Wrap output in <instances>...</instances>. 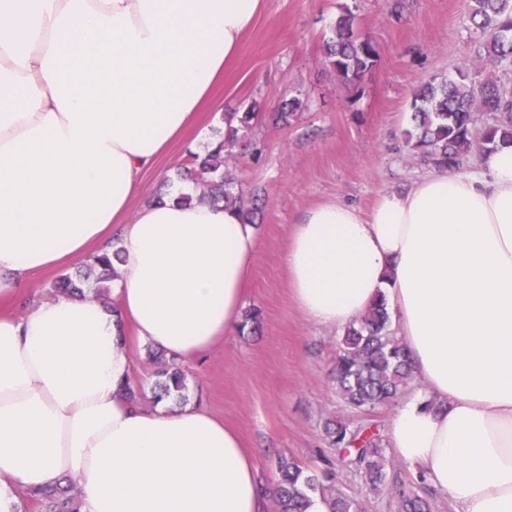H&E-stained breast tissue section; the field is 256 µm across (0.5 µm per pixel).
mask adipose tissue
I'll return each mask as SVG.
<instances>
[{
	"label": "adipose tissue",
	"mask_w": 512,
	"mask_h": 512,
	"mask_svg": "<svg viewBox=\"0 0 512 512\" xmlns=\"http://www.w3.org/2000/svg\"><path fill=\"white\" fill-rule=\"evenodd\" d=\"M262 0H0V512L72 478L79 512H268L239 434L200 402L131 398L134 347L181 362L239 332L259 247L233 207L154 202L169 153ZM118 249L111 295L41 299L46 270ZM291 297L341 328L385 298L413 391L389 442L455 512H512V143L369 213L294 223Z\"/></svg>",
	"instance_id": "ef3b65f1"
}]
</instances>
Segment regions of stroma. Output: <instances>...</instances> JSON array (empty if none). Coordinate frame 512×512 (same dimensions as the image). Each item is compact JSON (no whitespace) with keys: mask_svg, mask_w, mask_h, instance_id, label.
I'll return each mask as SVG.
<instances>
[{"mask_svg":"<svg viewBox=\"0 0 512 512\" xmlns=\"http://www.w3.org/2000/svg\"><path fill=\"white\" fill-rule=\"evenodd\" d=\"M469 7L470 0H263L211 105L172 148L188 162L200 128H223L225 113L251 99H263L269 112L284 99L306 102L290 127L254 128L250 148L228 165L246 195L267 200L246 298L261 327L244 329L182 370L187 394L240 434L262 480L275 479L279 458L291 457L308 470L333 471L336 489L358 512H398L405 495L426 499L431 512L453 506L392 449L384 451L387 476L377 487L329 449L328 421L340 418L385 437L394 406L360 411L343 402L336 389L341 332L313 324L292 302L283 255L306 208L334 199L366 212L379 193L409 190L426 173L405 143L412 93L478 63ZM345 9L379 48L355 86L336 80L321 51Z\"/></svg>","mask_w":512,"mask_h":512,"instance_id":"1","label":"stroma"}]
</instances>
